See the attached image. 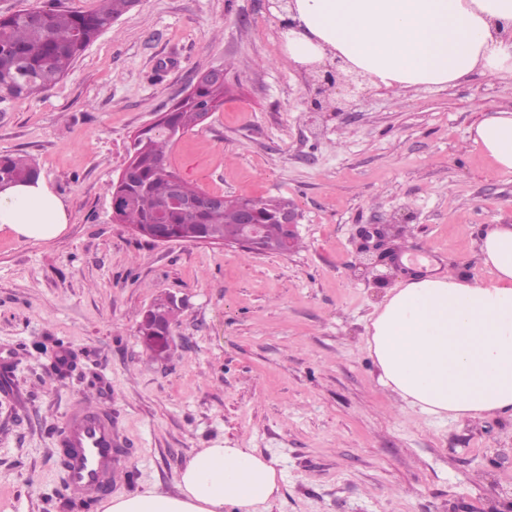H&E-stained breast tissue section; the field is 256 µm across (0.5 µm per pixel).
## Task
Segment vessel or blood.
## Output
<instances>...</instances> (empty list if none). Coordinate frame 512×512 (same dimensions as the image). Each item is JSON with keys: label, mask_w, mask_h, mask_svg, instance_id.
Returning <instances> with one entry per match:
<instances>
[{"label": "vessel or blood", "mask_w": 512, "mask_h": 512, "mask_svg": "<svg viewBox=\"0 0 512 512\" xmlns=\"http://www.w3.org/2000/svg\"><path fill=\"white\" fill-rule=\"evenodd\" d=\"M61 444L73 451L69 459L72 488L83 498L94 497L113 467L111 418L93 414L83 405L75 408L61 432Z\"/></svg>", "instance_id": "obj_1"}]
</instances>
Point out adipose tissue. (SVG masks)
<instances>
[{"label":"adipose tissue","mask_w":512,"mask_h":512,"mask_svg":"<svg viewBox=\"0 0 512 512\" xmlns=\"http://www.w3.org/2000/svg\"><path fill=\"white\" fill-rule=\"evenodd\" d=\"M295 10L286 47L299 65L331 53L393 92L475 72L512 76V0H295ZM470 138L512 173V111L491 112ZM67 222L45 180L0 192V232L46 240ZM480 251L490 280H411L390 289L370 318L366 348L379 383L430 416L512 417V225H488ZM176 487L112 498L103 512H258L279 492L275 468L251 448L198 450Z\"/></svg>","instance_id":"obj_1"}]
</instances>
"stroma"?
<instances>
[{
	"instance_id": "stroma-1",
	"label": "stroma",
	"mask_w": 512,
	"mask_h": 512,
	"mask_svg": "<svg viewBox=\"0 0 512 512\" xmlns=\"http://www.w3.org/2000/svg\"><path fill=\"white\" fill-rule=\"evenodd\" d=\"M226 66L224 103L171 147L172 170L301 214L288 255L156 244L112 218L133 135ZM262 0H140L53 88L0 100V154L26 153L62 198L57 237L0 233V512H70L60 432L94 395L112 415L113 495L172 492L200 448H253L281 475L268 512H512V418H438L378 382L365 347L387 292L431 263L476 281L479 238L512 224V174L468 133L512 110V79L331 97ZM393 262L364 268L361 232ZM182 300L175 345L138 336ZM170 306L166 303V298H159L153 304L155 305L152 321L146 324L139 330L141 339L144 336H152L156 340V345L151 340H144L143 345L149 352L152 359L164 360L170 354V351L174 345V338L172 336L173 327L175 324L180 311V302L175 297H170ZM178 306V307H177ZM168 330L159 331L161 328H168ZM159 331L160 336H157ZM156 348L155 357L153 351Z\"/></svg>"
}]
</instances>
